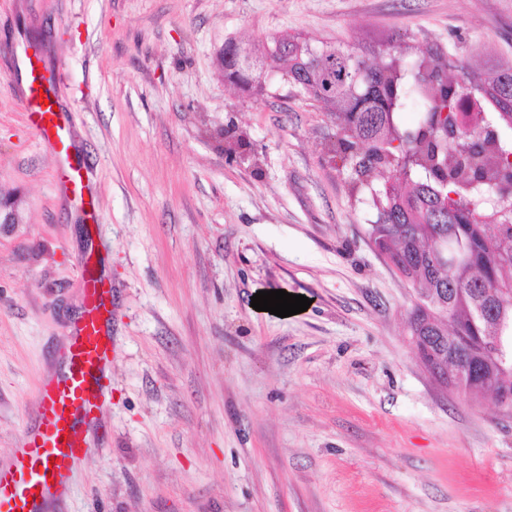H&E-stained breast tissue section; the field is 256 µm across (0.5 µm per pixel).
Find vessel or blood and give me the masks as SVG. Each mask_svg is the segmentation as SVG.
I'll return each instance as SVG.
<instances>
[{"instance_id": "b4317fda", "label": "vessel or blood", "mask_w": 512, "mask_h": 512, "mask_svg": "<svg viewBox=\"0 0 512 512\" xmlns=\"http://www.w3.org/2000/svg\"><path fill=\"white\" fill-rule=\"evenodd\" d=\"M10 53L24 69L22 107L55 158L57 185L76 207H83L91 191L81 176L83 163L73 151L71 115L55 108L60 69L34 68L19 43ZM83 281L82 311L64 338L59 367L41 381L32 420L9 463L0 466V512H57L70 495L72 473L102 420L111 379L112 286L88 268Z\"/></svg>"}]
</instances>
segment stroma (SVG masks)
<instances>
[{"instance_id":"35a3bbf8","label":"stroma","mask_w":512,"mask_h":512,"mask_svg":"<svg viewBox=\"0 0 512 512\" xmlns=\"http://www.w3.org/2000/svg\"><path fill=\"white\" fill-rule=\"evenodd\" d=\"M60 65L85 227L28 124L7 48ZM384 60L512 61V0H0V465L82 308L112 283V381L66 512H512V407L440 384L408 335L412 285L375 250L374 189L275 38ZM311 298L281 318L261 290ZM239 51L241 53L240 57ZM248 57L252 58L250 53L238 48V46H226L224 48V75L242 86H249L251 84V79H253L254 69L251 68V63L248 61ZM237 62V68L234 71L231 70V67H233Z\"/></svg>"}]
</instances>
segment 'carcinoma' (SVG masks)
I'll list each match as a JSON object with an SVG mask.
<instances>
[{
  "instance_id": "carcinoma-1",
  "label": "carcinoma",
  "mask_w": 512,
  "mask_h": 512,
  "mask_svg": "<svg viewBox=\"0 0 512 512\" xmlns=\"http://www.w3.org/2000/svg\"><path fill=\"white\" fill-rule=\"evenodd\" d=\"M389 51L388 61L373 65L339 44L312 48L282 37L269 58L314 98L337 108L349 149L365 144L384 153L380 168L402 182L382 194L370 235L415 289L411 336L423 361L461 353L468 371L449 383L473 394H496L504 385L512 390V364L502 372L487 354L497 325L480 314L488 304L512 309V210L487 202L492 180H512V138L489 146L482 136L486 127L512 129V63L475 71L458 61L444 87L436 80L442 73L437 51L411 60L395 46ZM248 57L226 46L224 75L250 85ZM463 99L478 105L480 125L446 143L448 121L433 117ZM413 106L415 121L401 126L398 114ZM406 157L413 159L407 167L400 163Z\"/></svg>"
}]
</instances>
